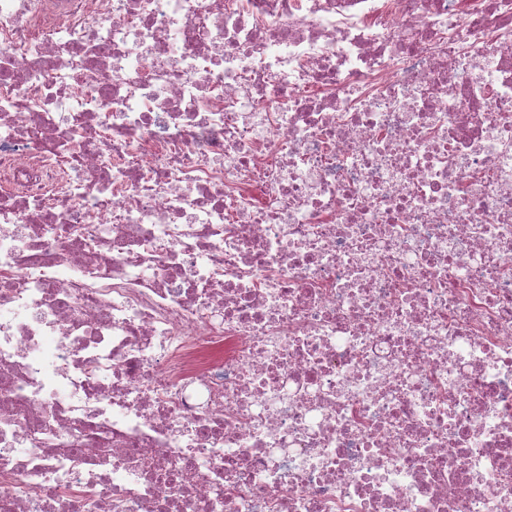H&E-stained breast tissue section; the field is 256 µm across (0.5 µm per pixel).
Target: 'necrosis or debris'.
<instances>
[{"instance_id": "1", "label": "necrosis or debris", "mask_w": 512, "mask_h": 512, "mask_svg": "<svg viewBox=\"0 0 512 512\" xmlns=\"http://www.w3.org/2000/svg\"><path fill=\"white\" fill-rule=\"evenodd\" d=\"M0 512H512V0H0Z\"/></svg>"}]
</instances>
